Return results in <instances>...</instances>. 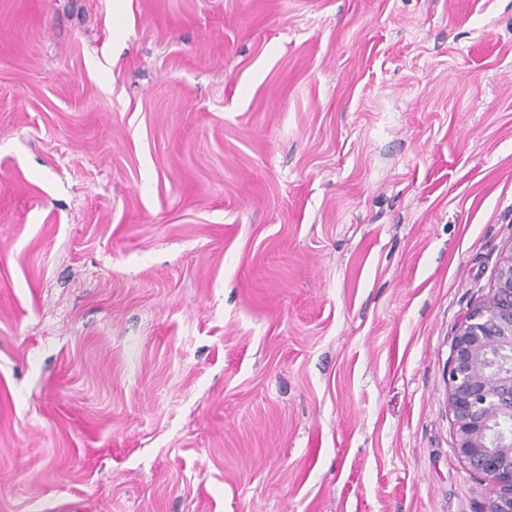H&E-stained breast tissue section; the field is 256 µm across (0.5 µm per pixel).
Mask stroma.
<instances>
[{
    "label": "stroma",
    "instance_id": "obj_1",
    "mask_svg": "<svg viewBox=\"0 0 512 512\" xmlns=\"http://www.w3.org/2000/svg\"><path fill=\"white\" fill-rule=\"evenodd\" d=\"M511 246L512 0H0V512H482ZM448 406L457 450L491 485L482 512H512V246L488 300L461 322L448 370Z\"/></svg>",
    "mask_w": 512,
    "mask_h": 512
}]
</instances>
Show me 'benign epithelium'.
<instances>
[{
  "label": "benign epithelium",
  "instance_id": "obj_1",
  "mask_svg": "<svg viewBox=\"0 0 512 512\" xmlns=\"http://www.w3.org/2000/svg\"><path fill=\"white\" fill-rule=\"evenodd\" d=\"M448 406L457 450L491 485L483 512H512V246L488 300L461 322L448 370Z\"/></svg>",
  "mask_w": 512,
  "mask_h": 512
}]
</instances>
